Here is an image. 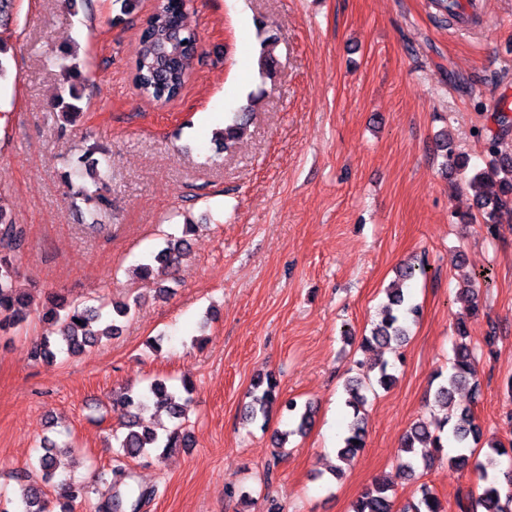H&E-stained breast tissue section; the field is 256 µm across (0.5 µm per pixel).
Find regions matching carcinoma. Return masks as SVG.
Segmentation results:
<instances>
[{
    "label": "carcinoma",
    "instance_id": "cac0c4a2",
    "mask_svg": "<svg viewBox=\"0 0 512 512\" xmlns=\"http://www.w3.org/2000/svg\"><path fill=\"white\" fill-rule=\"evenodd\" d=\"M193 32L188 7L183 0H156L153 11L140 27L139 50L132 71V81L140 95L159 105H165L181 95L197 62V47L191 38ZM54 64L68 80L80 74L74 55L69 51L54 56ZM77 99L79 95L73 85L67 82L60 85L54 106L61 109V115L67 122L80 115V108L74 104ZM249 122L250 112L244 109L232 123L218 130L215 138L223 142L227 149L245 135ZM496 122L499 132L487 141V166L467 179L468 186L475 192L480 217L471 214L462 217L464 224L476 221L483 224L489 234L495 232L497 224L504 217L512 215V159L499 156L496 149L500 136L512 130V116L500 112L496 115ZM436 147L442 152L443 166L452 169L468 166V160L455 154L448 141V134L440 135ZM89 175L96 191L92 195L81 191L79 195L86 201L94 202V205L81 213V216L83 222L96 226L107 217L111 207L110 200L99 193V189L111 179L110 160L93 161ZM198 228L197 224L183 225L181 235L169 236L165 246L150 260L135 267V275L141 279L158 277L166 281L171 270L189 250V236L195 234ZM25 239L24 225L16 223L0 206V332L17 327L32 311L28 294L18 284V271L14 266ZM427 273L426 265L421 261L407 263L400 269L401 283L386 290L388 302L383 307L384 315L371 334L362 337V348L371 350L385 347L395 351L407 341L408 321L419 316L420 308L412 302L409 292L403 288V282L417 276L424 277ZM137 305L138 298L135 297L131 301L81 306L55 294L51 306L43 310L42 318L59 327L58 335L53 338L43 337L34 346L33 354L35 358L49 364L54 361L58 351L72 355L89 353L103 340L119 335L122 326L118 324V319L129 317ZM456 331L461 342L455 344L450 370L446 374L440 372L434 376L438 384L433 392V402L443 408L451 405L458 389L466 386L477 388L475 356L469 344L464 342L467 331L460 318L457 319ZM356 367L357 375L348 378L345 383V405L351 409L352 418L343 438V446L336 451L337 459L341 462L350 461L365 447L364 407L367 392L375 391L377 386L388 389L396 381L395 375L391 373L394 367L392 362L378 360L367 363L359 360ZM189 403L190 399L170 390L160 380L139 389H126L121 395L119 406L126 433L115 437L118 450L110 468L103 471L110 478L113 492L99 501L97 512H140L143 502L154 496L155 490L138 484L127 460L159 459L171 448L189 447L191 435L185 427ZM275 405L279 411L298 421L296 429L278 437L277 445L282 448L289 436L306 432L312 423L314 408L309 403L301 406L294 398H281L277 381L269 374L266 380L254 382L245 414L252 421L265 423L270 409ZM152 408L167 412L174 422V427L163 439L151 428L145 417V412ZM450 439L459 448L479 444L481 430L470 409L461 408L432 423H415L402 441L403 458L399 464V473L411 480L416 476L418 462L430 466L444 459L458 470L469 468L473 464L471 456L464 453L450 455L446 452ZM56 447L55 442L47 441L43 445V453L36 460L35 469L44 482L55 477ZM490 449L485 461L473 464L485 485L478 495H469L464 501L458 500L461 512H508V505L512 503V443L507 446L500 442L494 443ZM504 457L507 458L505 468L502 467ZM56 488L58 496L69 502L86 500L92 493L89 483L71 477L60 479ZM391 491L392 480L384 478L375 481L373 488L366 490L356 500L352 512H394L395 503ZM416 494L417 500L408 505L405 512H443L437 493L428 484H419ZM21 500L25 504L24 512H51V501L36 481L23 486Z\"/></svg>",
    "mask_w": 512,
    "mask_h": 512
}]
</instances>
